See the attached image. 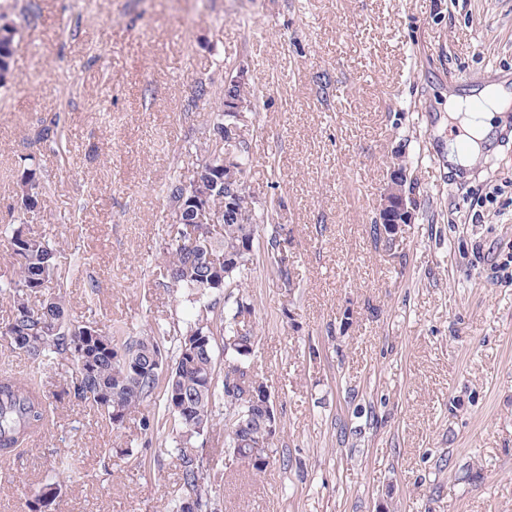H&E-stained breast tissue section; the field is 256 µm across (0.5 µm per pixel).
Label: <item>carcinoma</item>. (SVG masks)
<instances>
[{
	"label": "carcinoma",
	"mask_w": 512,
	"mask_h": 512,
	"mask_svg": "<svg viewBox=\"0 0 512 512\" xmlns=\"http://www.w3.org/2000/svg\"><path fill=\"white\" fill-rule=\"evenodd\" d=\"M20 45L17 26L0 13V87L11 77V62ZM55 117L37 133V140L67 151ZM46 187L27 169L17 185L21 210L37 211ZM167 196L175 208L189 209L206 200L234 218L211 228L207 224H173L168 231L166 252L160 273L166 287L182 292L192 304H205L214 294L233 293L241 287L251 261L253 227L274 220L275 206L256 211L249 188L233 198L224 195V160L217 155L200 164L188 177L176 176L167 184ZM292 229L276 224L266 248L275 250L288 241ZM0 237L16 267V277L0 285L13 305L6 321L0 323V341L25 353L37 366L52 368L69 364L65 394L86 402L113 426L124 424L158 386L165 396V422L169 423L172 447L168 455L179 462L183 493L175 502L195 498L198 512H218L211 491L209 471L194 448L195 438L217 422L224 421V447L228 459H240L245 452L262 449L252 466L260 474L273 459L274 442L267 438L261 414L248 396L247 383L255 382L252 371L254 351L245 349L238 338L237 316L247 302L219 317L213 326L196 316L180 330L160 324L142 336H128L118 326H100L93 321L70 318L65 308V288L79 274L80 258L64 268L56 243L27 234L11 224L0 227ZM224 336V376L216 372L215 335ZM50 403L26 379L6 378L0 382V457L11 456L27 435L44 427Z\"/></svg>",
	"instance_id": "cac0c4a2"
}]
</instances>
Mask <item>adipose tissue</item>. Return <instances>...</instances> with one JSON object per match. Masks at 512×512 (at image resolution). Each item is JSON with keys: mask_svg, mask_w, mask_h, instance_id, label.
I'll return each mask as SVG.
<instances>
[{"mask_svg": "<svg viewBox=\"0 0 512 512\" xmlns=\"http://www.w3.org/2000/svg\"><path fill=\"white\" fill-rule=\"evenodd\" d=\"M511 108V102L491 90L485 92L483 109L479 112L470 111L468 99L450 97L448 117L458 122L463 134L460 140L448 142L449 170L456 172L467 167L472 155L480 152L487 143L499 115Z\"/></svg>", "mask_w": 512, "mask_h": 512, "instance_id": "ef3b65f1", "label": "adipose tissue"}]
</instances>
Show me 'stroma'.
Wrapping results in <instances>:
<instances>
[{
	"instance_id": "35a3bbf8",
	"label": "stroma",
	"mask_w": 512,
	"mask_h": 512,
	"mask_svg": "<svg viewBox=\"0 0 512 512\" xmlns=\"http://www.w3.org/2000/svg\"><path fill=\"white\" fill-rule=\"evenodd\" d=\"M21 46L0 88V225L83 261L66 302L138 336L185 324L158 255L175 210L164 188L200 164L225 79L257 98L243 137L259 225L239 290L253 365L280 420L264 473L224 461L220 512H512V110L469 169L448 172V99L512 95V0H0ZM209 95L196 96L198 86ZM60 116L66 155L37 141ZM414 223L390 245L370 224L396 153ZM35 156L49 184L24 214ZM293 234L292 284L267 261ZM68 365L0 346V378L35 375L45 433L0 461V512L72 458L59 512H165L182 493L167 428L141 434L61 396ZM34 156L27 158L30 161V167L27 168L25 176L17 185L16 197L17 203L21 210L26 213H34L40 207L43 197L46 195V187L36 178V168H32L34 163Z\"/></svg>"
}]
</instances>
